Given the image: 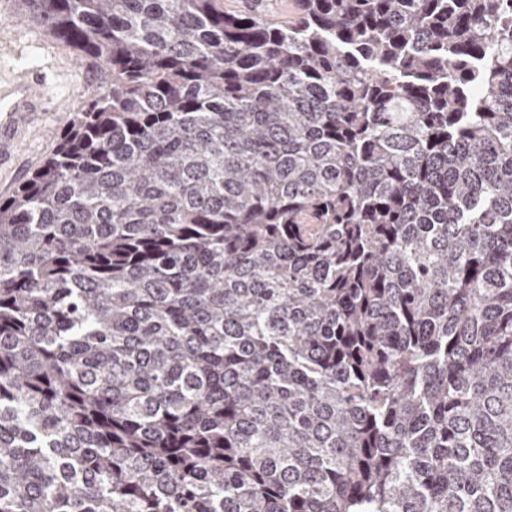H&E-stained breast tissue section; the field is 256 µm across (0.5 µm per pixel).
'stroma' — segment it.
Listing matches in <instances>:
<instances>
[{
    "instance_id": "1",
    "label": "stroma",
    "mask_w": 512,
    "mask_h": 512,
    "mask_svg": "<svg viewBox=\"0 0 512 512\" xmlns=\"http://www.w3.org/2000/svg\"><path fill=\"white\" fill-rule=\"evenodd\" d=\"M20 8L19 0H0V79L42 74L48 100L46 111L19 131L15 154L0 164V199L11 195L56 148L81 94L94 89L90 69L41 27L21 21Z\"/></svg>"
}]
</instances>
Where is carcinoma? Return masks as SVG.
<instances>
[{
	"label": "carcinoma",
	"mask_w": 512,
	"mask_h": 512,
	"mask_svg": "<svg viewBox=\"0 0 512 512\" xmlns=\"http://www.w3.org/2000/svg\"><path fill=\"white\" fill-rule=\"evenodd\" d=\"M21 10L0 512H512V0ZM18 0H0V81L41 73L45 77L48 112L34 77H22L0 87V199L11 195L21 181L57 146L60 133L81 97L94 89V75L75 54L45 31L20 20ZM224 10L229 12L251 10L255 7L256 3H263L264 8L269 13L275 14L280 18H286L288 16V7L290 9L291 0H223Z\"/></svg>",
	"instance_id": "1"
}]
</instances>
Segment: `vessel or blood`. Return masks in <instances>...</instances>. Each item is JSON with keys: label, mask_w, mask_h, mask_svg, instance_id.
Returning <instances> with one entry per match:
<instances>
[{"label": "vessel or blood", "mask_w": 512, "mask_h": 512, "mask_svg": "<svg viewBox=\"0 0 512 512\" xmlns=\"http://www.w3.org/2000/svg\"><path fill=\"white\" fill-rule=\"evenodd\" d=\"M32 77H22L0 87V161L14 151L19 128L42 110V98Z\"/></svg>", "instance_id": "obj_1"}]
</instances>
